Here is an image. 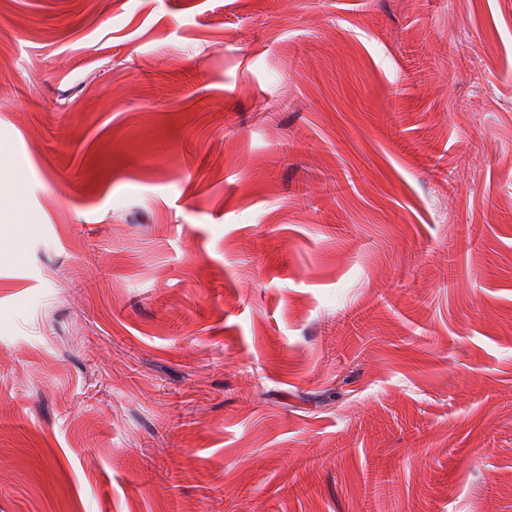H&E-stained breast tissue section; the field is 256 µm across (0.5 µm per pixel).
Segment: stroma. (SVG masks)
<instances>
[{"instance_id":"35a3bbf8","label":"stroma","mask_w":512,"mask_h":512,"mask_svg":"<svg viewBox=\"0 0 512 512\" xmlns=\"http://www.w3.org/2000/svg\"><path fill=\"white\" fill-rule=\"evenodd\" d=\"M0 512H512V0H0Z\"/></svg>"}]
</instances>
